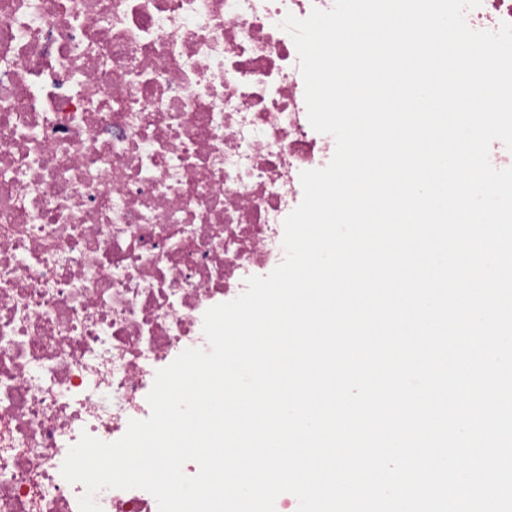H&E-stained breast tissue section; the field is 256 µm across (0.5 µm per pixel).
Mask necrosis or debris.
Masks as SVG:
<instances>
[{
	"mask_svg": "<svg viewBox=\"0 0 512 512\" xmlns=\"http://www.w3.org/2000/svg\"><path fill=\"white\" fill-rule=\"evenodd\" d=\"M333 3L0 0V512H79L69 448L147 419L205 312L283 261L335 151L283 22Z\"/></svg>",
	"mask_w": 512,
	"mask_h": 512,
	"instance_id": "obj_1",
	"label": "necrosis or debris"
}]
</instances>
